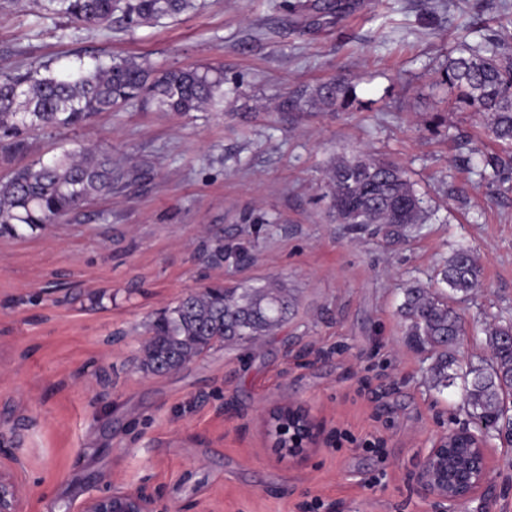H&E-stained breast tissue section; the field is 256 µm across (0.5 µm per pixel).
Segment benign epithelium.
<instances>
[{"label":"benign epithelium","instance_id":"7a95c632","mask_svg":"<svg viewBox=\"0 0 512 512\" xmlns=\"http://www.w3.org/2000/svg\"><path fill=\"white\" fill-rule=\"evenodd\" d=\"M296 425L288 451L294 452L314 443L319 435L318 425L298 405L286 406ZM471 426L452 429L440 436L424 457L418 480L425 492L441 510L466 503L487 487L490 464L487 449L493 436L483 421L470 414ZM160 494L128 492L114 489L84 503L82 512H158ZM19 486L0 472V512H19Z\"/></svg>","mask_w":512,"mask_h":512}]
</instances>
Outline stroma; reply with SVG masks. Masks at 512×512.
Masks as SVG:
<instances>
[{"mask_svg": "<svg viewBox=\"0 0 512 512\" xmlns=\"http://www.w3.org/2000/svg\"><path fill=\"white\" fill-rule=\"evenodd\" d=\"M489 38L512 53V0H196L131 31L0 0V73L120 55L220 68L234 87L219 112H103L0 161L1 176L93 144L121 173L61 223L0 235V468L21 512H80L112 487L160 490L169 512H439L418 470L469 418L460 385L434 387L399 306L466 246L481 277L455 302L459 366L489 363L485 325L512 320V181L490 191L468 164L497 147L443 82L461 41ZM334 78L353 87L347 108L281 114L287 92ZM357 152L400 165L428 221L395 240L336 223L320 183ZM208 231L252 261L207 265ZM216 282L275 283L295 307L254 344L144 376L149 321ZM291 402L321 426L295 455L266 424ZM488 454L489 486L457 512H512V443Z\"/></svg>", "mask_w": 512, "mask_h": 512, "instance_id": "obj_1", "label": "stroma"}]
</instances>
